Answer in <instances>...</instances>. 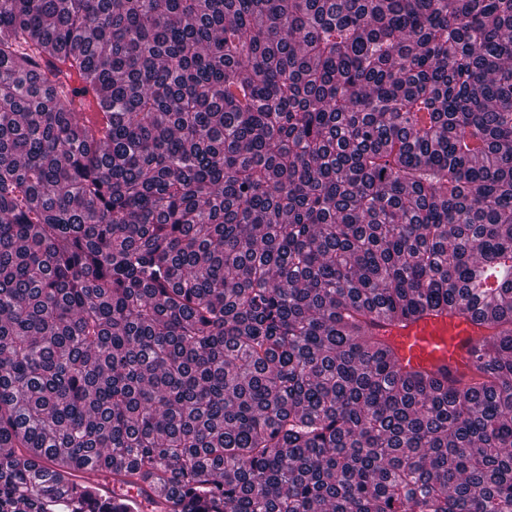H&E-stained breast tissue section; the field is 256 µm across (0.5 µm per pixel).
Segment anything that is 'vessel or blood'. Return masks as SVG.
<instances>
[{"label": "vessel or blood", "mask_w": 512, "mask_h": 512, "mask_svg": "<svg viewBox=\"0 0 512 512\" xmlns=\"http://www.w3.org/2000/svg\"><path fill=\"white\" fill-rule=\"evenodd\" d=\"M80 118L91 125H103L105 115L97 109L91 91L79 78H68ZM394 351L400 368L451 372L454 378L467 375L478 344L476 327L462 315H426L381 331Z\"/></svg>", "instance_id": "obj_1"}]
</instances>
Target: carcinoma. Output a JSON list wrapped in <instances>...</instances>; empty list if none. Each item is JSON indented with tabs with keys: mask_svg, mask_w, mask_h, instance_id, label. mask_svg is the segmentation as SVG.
<instances>
[{
	"mask_svg": "<svg viewBox=\"0 0 512 512\" xmlns=\"http://www.w3.org/2000/svg\"><path fill=\"white\" fill-rule=\"evenodd\" d=\"M132 490L512 512V0H0V512ZM69 87L71 97L80 118L91 125L102 126L105 123V115L97 109L91 87L76 76L62 80ZM89 89V91L87 90ZM379 333L392 347L401 369L449 371L456 379L469 373L478 344L476 327L462 315L429 314Z\"/></svg>",
	"mask_w": 512,
	"mask_h": 512,
	"instance_id": "carcinoma-1",
	"label": "carcinoma"
}]
</instances>
